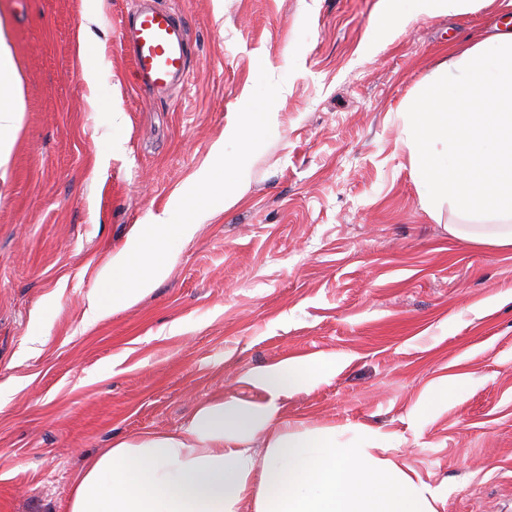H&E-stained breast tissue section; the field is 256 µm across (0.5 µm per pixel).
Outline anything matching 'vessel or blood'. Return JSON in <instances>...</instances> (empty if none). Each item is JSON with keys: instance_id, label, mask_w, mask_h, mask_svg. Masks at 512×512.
<instances>
[{"instance_id": "vessel-or-blood-1", "label": "vessel or blood", "mask_w": 512, "mask_h": 512, "mask_svg": "<svg viewBox=\"0 0 512 512\" xmlns=\"http://www.w3.org/2000/svg\"><path fill=\"white\" fill-rule=\"evenodd\" d=\"M140 90L152 95L186 83L188 27L165 8H140L123 34Z\"/></svg>"}]
</instances>
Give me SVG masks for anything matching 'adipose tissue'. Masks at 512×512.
<instances>
[{
	"mask_svg": "<svg viewBox=\"0 0 512 512\" xmlns=\"http://www.w3.org/2000/svg\"><path fill=\"white\" fill-rule=\"evenodd\" d=\"M21 88L0 37V179L18 125ZM401 140L430 216H460L449 233L467 243L512 250V32L450 56L403 115ZM325 359H289L249 374L267 399L200 404L173 432L122 440L76 477L69 512H433L432 491L382 458L388 439L339 440L335 430L303 431L278 420L288 390L318 383ZM263 437L256 465L249 449Z\"/></svg>",
	"mask_w": 512,
	"mask_h": 512,
	"instance_id": "ef3b65f1",
	"label": "adipose tissue"
}]
</instances>
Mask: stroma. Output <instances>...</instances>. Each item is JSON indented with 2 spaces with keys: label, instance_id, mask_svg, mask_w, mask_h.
Here are the masks:
<instances>
[{
  "label": "stroma",
  "instance_id": "obj_1",
  "mask_svg": "<svg viewBox=\"0 0 512 512\" xmlns=\"http://www.w3.org/2000/svg\"><path fill=\"white\" fill-rule=\"evenodd\" d=\"M161 2L191 39L169 97L132 75L129 0H101L92 24L84 0H0L22 88L0 182V512H68L112 443L219 395L263 400L249 372L321 356L333 371L282 397L280 421L387 436L435 512H512V252L422 208L399 138L422 80L504 26L500 0L455 18L384 0ZM83 33L105 56L93 77ZM263 70L285 91L246 195L175 244L151 293L93 316L100 271L211 163Z\"/></svg>",
  "mask_w": 512,
  "mask_h": 512
}]
</instances>
